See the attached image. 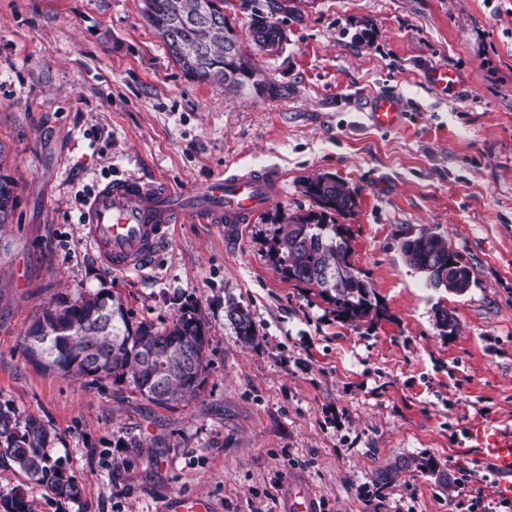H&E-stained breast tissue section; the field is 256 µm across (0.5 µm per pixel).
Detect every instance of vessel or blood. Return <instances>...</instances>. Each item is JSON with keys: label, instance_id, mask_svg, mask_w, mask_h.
Segmentation results:
<instances>
[{"label": "vessel or blood", "instance_id": "vessel-or-blood-1", "mask_svg": "<svg viewBox=\"0 0 512 512\" xmlns=\"http://www.w3.org/2000/svg\"><path fill=\"white\" fill-rule=\"evenodd\" d=\"M368 109L378 129L395 130L403 122L404 103L398 94H375ZM280 183L281 176L274 169H229L190 192L164 182L132 177L114 180L90 196L85 238L113 273H141L162 251L171 225L183 216L230 229L249 223L278 193ZM466 439L499 474L500 498L512 500V430L492 422H474L466 428Z\"/></svg>", "mask_w": 512, "mask_h": 512}]
</instances>
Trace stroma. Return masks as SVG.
Here are the masks:
<instances>
[{"label":"stroma","instance_id":"stroma-1","mask_svg":"<svg viewBox=\"0 0 512 512\" xmlns=\"http://www.w3.org/2000/svg\"><path fill=\"white\" fill-rule=\"evenodd\" d=\"M273 0H226L243 49L278 96L185 74L145 21L142 0H0V152L19 202L0 230V404L40 418L48 448L82 489L39 483L35 512H512L464 438L474 418L512 429V0H288V42L266 55L249 36ZM454 85H432L439 67ZM406 104L374 129L367 100ZM283 174L248 224L173 225L151 268L116 275L89 253L78 196L116 177L189 189L226 166ZM355 193L344 218L351 262L379 315L344 322L316 290L285 280L270 255L280 214L314 203L307 178ZM429 227L472 271L455 294L404 264L399 234ZM134 320L181 308L210 338L207 387L172 408L125 386L42 370L25 334L43 305L100 289ZM246 308L239 340L228 304ZM457 319L434 326L436 305ZM226 317L242 342L249 343L253 341L256 336V329L250 315L243 308L236 304H230Z\"/></svg>","mask_w":512,"mask_h":512}]
</instances>
